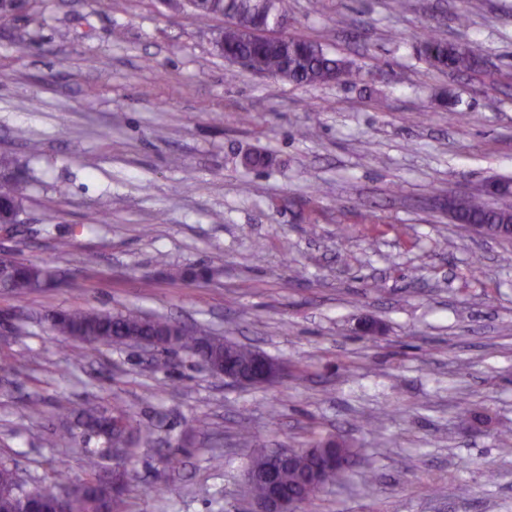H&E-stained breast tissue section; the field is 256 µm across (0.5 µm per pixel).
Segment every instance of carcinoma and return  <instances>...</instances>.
Masks as SVG:
<instances>
[{"mask_svg": "<svg viewBox=\"0 0 512 512\" xmlns=\"http://www.w3.org/2000/svg\"><path fill=\"white\" fill-rule=\"evenodd\" d=\"M200 22L223 16L229 19L224 28L218 30L215 41L226 42V49L239 55L256 54L263 66L274 76L303 86L325 85L341 75L352 73L353 63L330 55L323 45L315 40L293 37L286 41L269 34L275 27H283L288 21L285 0H188ZM419 53L428 64L437 70L457 73H479L484 69V58L480 51L467 44L450 43L436 36L428 37L420 46ZM276 157L267 151H253L241 157L247 169L265 170L273 167ZM17 166L7 156L0 157V220L11 221L22 211L27 195L28 183L16 173ZM458 224H512V210L492 209L478 197H470L460 206L456 217ZM12 263L24 271V281L42 282L50 276L48 263H32L13 259ZM51 326L58 333L77 338L90 347L103 344L123 343L132 336L172 337L171 344L197 356H207L214 363H224V348L241 365L252 361L254 351L246 346L213 336L206 330L189 332L175 326L163 317H147L137 311L112 315L92 308H76L54 314ZM74 419L65 420L62 428L53 432L55 444H73L77 430L93 433L104 439L109 448L125 449V460L135 454V446L150 439L151 431L133 425L127 412L120 406L112 411L100 409L88 403L81 408H71ZM336 452L344 458L352 457V450L344 443L332 438L314 439L305 448H294L292 465L280 469L279 481L285 493L296 494L305 503L313 501L318 489L307 480L308 474L320 459ZM86 477L89 491L73 498L69 512H101L99 475L103 469L105 454L85 450ZM112 480L121 485L120 490L109 495V512H123L124 493L129 482L127 469H112ZM68 479L63 465L54 470L49 482L28 489L18 483L17 473L7 464L0 463V506L21 512V504L31 498L50 503L66 486Z\"/></svg>", "mask_w": 512, "mask_h": 512, "instance_id": "carcinoma-1", "label": "carcinoma"}]
</instances>
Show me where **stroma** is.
I'll use <instances>...</instances> for the list:
<instances>
[{"instance_id":"stroma-1","label":"stroma","mask_w":512,"mask_h":512,"mask_svg":"<svg viewBox=\"0 0 512 512\" xmlns=\"http://www.w3.org/2000/svg\"><path fill=\"white\" fill-rule=\"evenodd\" d=\"M287 7L284 34L351 75L309 87L231 63L213 44L225 18L199 24L185 0L0 17V155L29 182L0 254L57 278L0 292V462L31 486L59 464L82 480L97 442L48 439L66 401L88 400L154 430L127 464L131 512H246L251 455L315 432L356 454L311 512H512V239L441 206L512 207L483 191L512 180V0ZM429 33L486 69L431 68ZM255 149L277 165L242 167ZM189 265L213 274L175 278ZM85 306L205 327L292 373L233 385L184 352L91 349L46 319Z\"/></svg>"}]
</instances>
